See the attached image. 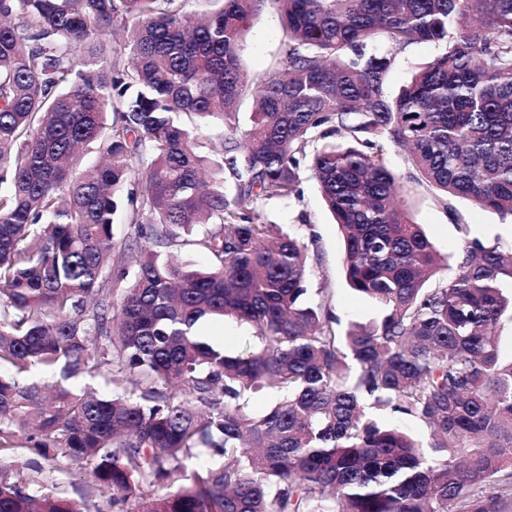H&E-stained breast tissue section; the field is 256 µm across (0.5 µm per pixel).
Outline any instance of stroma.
Here are the masks:
<instances>
[{"mask_svg":"<svg viewBox=\"0 0 512 512\" xmlns=\"http://www.w3.org/2000/svg\"><path fill=\"white\" fill-rule=\"evenodd\" d=\"M282 41L277 8L268 6L262 17L248 29L241 44V64L252 85L261 84L276 68ZM437 52V46L431 43L414 44L400 51L390 74L391 91H398L411 74L431 62ZM387 164L396 175L404 177V207L442 256L455 257L467 238H477L488 244L512 243V222L463 199L440 200L438 191L432 187L406 180L409 164L401 151L390 149ZM256 210L267 221L311 226L318 238L319 259L311 264L310 286L325 289L329 307L339 321V331H346L353 324H370L379 317V308L346 283L340 231L314 180L302 183L299 198L290 201L273 199L257 205ZM196 331L203 339L223 347L232 356L258 343L250 324L231 317L204 320ZM4 469L12 479L25 482L31 493L51 492L63 498L78 497L89 480L86 471L58 469L47 464L34 470L8 462Z\"/></svg>","mask_w":512,"mask_h":512,"instance_id":"1","label":"stroma"}]
</instances>
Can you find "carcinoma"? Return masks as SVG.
<instances>
[{
	"instance_id": "cac0c4a2",
	"label": "carcinoma",
	"mask_w": 512,
	"mask_h": 512,
	"mask_svg": "<svg viewBox=\"0 0 512 512\" xmlns=\"http://www.w3.org/2000/svg\"><path fill=\"white\" fill-rule=\"evenodd\" d=\"M220 2L196 18L179 0H0V458L92 476L76 501L0 471V512H91L101 488L117 512H512L498 480L512 360L496 335L512 245L466 239L448 264L405 218L386 161L404 149L408 178L512 219V0ZM269 3L287 31L278 68L250 128L211 159L184 118L232 122L251 91L241 43ZM422 42L441 52L388 94L396 52ZM92 144L101 161L81 169ZM144 154L116 244L118 193ZM307 177L347 284L383 312L343 335L325 289L308 288L316 235L243 205L296 198ZM192 233L206 268L168 257ZM442 267L452 276L426 286ZM226 316L262 347L230 356L198 338ZM34 370L115 372L136 390L48 393L18 379ZM262 389L281 398L252 414ZM202 452L218 461L189 484L140 493Z\"/></svg>"
}]
</instances>
